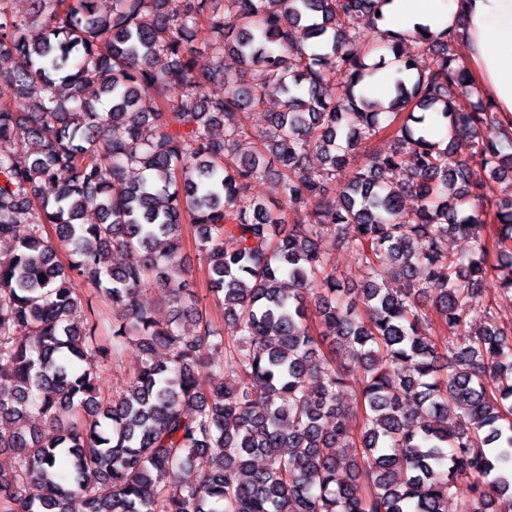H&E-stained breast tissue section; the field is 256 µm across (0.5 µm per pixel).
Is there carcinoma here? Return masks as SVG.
I'll list each match as a JSON object with an SVG mask.
<instances>
[{
	"label": "carcinoma",
	"instance_id": "carcinoma-1",
	"mask_svg": "<svg viewBox=\"0 0 512 512\" xmlns=\"http://www.w3.org/2000/svg\"><path fill=\"white\" fill-rule=\"evenodd\" d=\"M36 2L40 22L0 0V100L29 102L0 105V512H512V325L470 305L512 301V119L458 105L456 35L389 36L390 0ZM358 42L395 54L385 107L359 89ZM226 53L240 72L197 70ZM272 174L276 203L255 193ZM186 224L229 344L179 263ZM459 235L470 253L443 249ZM155 286L189 327L141 301ZM128 346L141 366L106 393L100 368ZM324 248L331 253L332 261L335 263L338 273L345 275L350 285L357 287L363 279V271L359 267L355 255L345 247L337 245L331 239L326 240Z\"/></svg>",
	"mask_w": 512,
	"mask_h": 512
}]
</instances>
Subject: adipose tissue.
<instances>
[{"instance_id": "adipose-tissue-1", "label": "adipose tissue", "mask_w": 512, "mask_h": 512, "mask_svg": "<svg viewBox=\"0 0 512 512\" xmlns=\"http://www.w3.org/2000/svg\"><path fill=\"white\" fill-rule=\"evenodd\" d=\"M382 13L379 26L392 35L456 31L474 83L496 112L512 117V0H389Z\"/></svg>"}]
</instances>
